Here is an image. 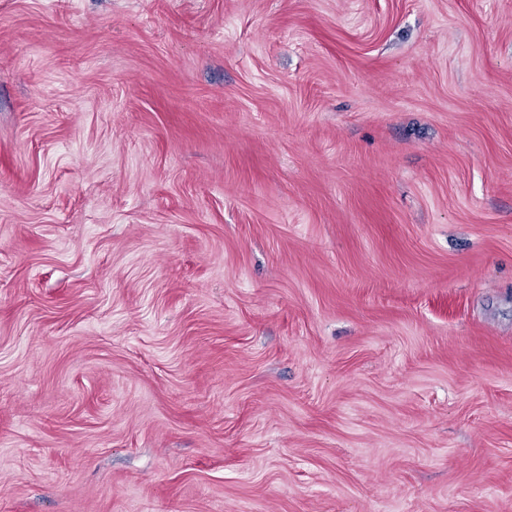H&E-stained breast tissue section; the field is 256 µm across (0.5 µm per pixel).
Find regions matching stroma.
<instances>
[{"mask_svg":"<svg viewBox=\"0 0 512 512\" xmlns=\"http://www.w3.org/2000/svg\"><path fill=\"white\" fill-rule=\"evenodd\" d=\"M0 512H512V0H0Z\"/></svg>","mask_w":512,"mask_h":512,"instance_id":"1","label":"stroma"}]
</instances>
